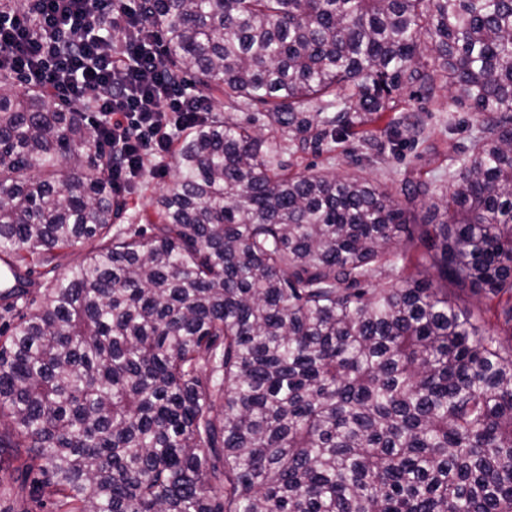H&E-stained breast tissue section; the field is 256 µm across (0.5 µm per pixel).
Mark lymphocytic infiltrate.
<instances>
[{"instance_id": "f902f5d3", "label": "lymphocytic infiltrate", "mask_w": 512, "mask_h": 512, "mask_svg": "<svg viewBox=\"0 0 512 512\" xmlns=\"http://www.w3.org/2000/svg\"><path fill=\"white\" fill-rule=\"evenodd\" d=\"M0 23V69L76 103L94 123L122 186L168 153L173 135L208 109L157 64V31L127 0H23Z\"/></svg>"}]
</instances>
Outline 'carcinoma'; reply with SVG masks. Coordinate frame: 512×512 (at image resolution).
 <instances>
[{"mask_svg":"<svg viewBox=\"0 0 512 512\" xmlns=\"http://www.w3.org/2000/svg\"><path fill=\"white\" fill-rule=\"evenodd\" d=\"M173 75L262 106L182 131L156 221L103 170L92 99L0 71V512H512V0H141ZM481 123L424 223L288 171L434 89ZM330 97L317 112L315 99ZM442 285L407 275L402 237ZM78 247L62 273L56 251ZM222 110H223V112H232L234 117L239 122H244L249 117H254V116L255 117H260V120L257 121L256 125L260 129L261 133L266 138H269V141L272 142L273 144H280V143L282 144V142L280 140V134L275 132V131H273V130H271L267 125H263L264 124V120L259 115V113L265 112V111L261 107H256V106L245 107V106H242L240 108L230 109L227 106L224 107V104H223V109Z\"/></svg>","mask_w":512,"mask_h":512,"instance_id":"cac0c4a2","label":"carcinoma"}]
</instances>
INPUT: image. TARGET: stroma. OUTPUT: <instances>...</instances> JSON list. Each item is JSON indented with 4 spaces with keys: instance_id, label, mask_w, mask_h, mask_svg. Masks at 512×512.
I'll return each instance as SVG.
<instances>
[{
    "instance_id": "obj_1",
    "label": "stroma",
    "mask_w": 512,
    "mask_h": 512,
    "mask_svg": "<svg viewBox=\"0 0 512 512\" xmlns=\"http://www.w3.org/2000/svg\"><path fill=\"white\" fill-rule=\"evenodd\" d=\"M396 114L405 123L423 128L419 140L384 141L383 153L375 163L359 161L360 149L356 139L337 144L334 151L307 150L288 155L290 171L308 168L331 171L339 175L359 174L370 181L399 193L406 182L429 183L428 197L404 199V206L414 218H423L431 201L442 197L448 188V144H468L480 119L468 105L454 101L444 83H436L432 94L425 95L410 89L396 91ZM174 179L173 167H166L163 176L145 175L134 182L128 195L137 204L133 223L145 224L152 212V201Z\"/></svg>"
}]
</instances>
